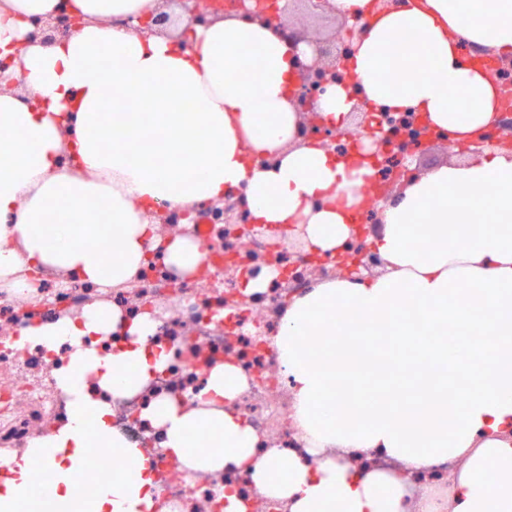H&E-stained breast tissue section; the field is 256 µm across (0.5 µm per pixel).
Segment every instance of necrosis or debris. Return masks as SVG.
I'll use <instances>...</instances> for the list:
<instances>
[{
  "label": "necrosis or debris",
  "mask_w": 512,
  "mask_h": 512,
  "mask_svg": "<svg viewBox=\"0 0 512 512\" xmlns=\"http://www.w3.org/2000/svg\"><path fill=\"white\" fill-rule=\"evenodd\" d=\"M170 217V223L154 225V237H189L206 248L205 261L192 276L176 275L154 253L138 277L110 288L45 275L23 288L0 289V468L23 464L34 440L67 414L55 375L69 361L68 346L49 350L21 344L22 330L32 320H76L103 303L128 320L148 318L155 345L169 354L166 366L139 391L98 392L110 408L113 427L141 449L152 467L150 512H225L230 495L236 498V512H292L290 500L259 489L253 472L264 460L306 453L276 338L290 297L306 294L317 273L309 259L289 253L287 231L258 225L252 235L242 236L237 225L224 223L206 207L193 224L184 223L177 209ZM218 365L234 367L241 377L239 391L220 407L248 423L256 444L250 461L214 472L192 470L163 448L161 429L145 412L159 398L188 411L210 409L206 379ZM326 456L350 472H373L400 483L402 512H426L429 497L435 501L433 512H448L454 460L436 458L410 472L398 458L375 449L331 448Z\"/></svg>",
  "instance_id": "4bbe7bcc"
}]
</instances>
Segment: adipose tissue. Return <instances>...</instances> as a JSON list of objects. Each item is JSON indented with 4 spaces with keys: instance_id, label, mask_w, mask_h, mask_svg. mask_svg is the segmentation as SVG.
Wrapping results in <instances>:
<instances>
[{
    "instance_id": "adipose-tissue-1",
    "label": "adipose tissue",
    "mask_w": 512,
    "mask_h": 512,
    "mask_svg": "<svg viewBox=\"0 0 512 512\" xmlns=\"http://www.w3.org/2000/svg\"><path fill=\"white\" fill-rule=\"evenodd\" d=\"M331 5L358 18L360 30L348 82L317 99L328 125L348 127L362 100L379 112L420 113L464 146L495 120L501 87L464 48L511 56L512 0ZM158 8L159 0H0L2 51L25 38L30 19L64 9L83 18L62 42H30L14 68L22 92L0 90L1 288L18 286L25 268L101 288L124 282L148 259L155 212L190 211L234 188L243 189L254 223L304 225L325 255L345 248L348 214L363 200L372 161L302 142L289 92L311 49L242 15L182 22L169 36L114 24ZM125 100L139 110L108 111ZM265 156L274 164L258 165ZM372 242L382 273L317 281L283 311L280 365L320 464L260 463L256 484L293 498L292 512H401L400 484L353 476L326 450L374 448L412 471L465 454L452 512H512V154L486 151L415 172L384 208ZM117 318L97 304L81 322L23 330V341L50 350L72 346L56 375L67 418L30 449L52 481L36 483L26 467L12 471L0 480V512H78L75 475L92 448L111 449L121 464L91 494V512H142L149 503L147 466L88 384L137 389L166 357L146 350L152 325L144 318L112 356L82 348L83 336L110 331ZM311 336L361 342L341 353L310 346ZM147 416L191 469L241 463L255 445L233 414L160 400Z\"/></svg>"
}]
</instances>
